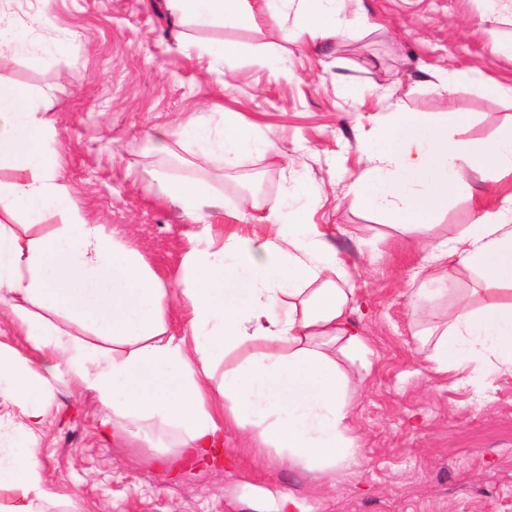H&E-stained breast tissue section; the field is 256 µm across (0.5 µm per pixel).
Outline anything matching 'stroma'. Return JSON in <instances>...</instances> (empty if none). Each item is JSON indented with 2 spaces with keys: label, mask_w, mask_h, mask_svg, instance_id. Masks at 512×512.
<instances>
[{
  "label": "stroma",
  "mask_w": 512,
  "mask_h": 512,
  "mask_svg": "<svg viewBox=\"0 0 512 512\" xmlns=\"http://www.w3.org/2000/svg\"><path fill=\"white\" fill-rule=\"evenodd\" d=\"M11 11L23 27L40 18L44 50L1 57L0 78L41 91L58 130L50 149L88 220L174 283L190 223L160 179L207 181L228 224H239L246 187L258 183L263 198L283 201L284 223L335 225L355 290L351 319L367 346L362 360L336 356L355 389L359 463L321 483L252 447L246 428L225 427L216 452L194 466L165 442L104 436L91 394L57 385L35 445L45 512H274L283 495L294 497L293 512H512V373L432 369L416 335L446 320L455 299L417 304L419 235L357 193L392 113H463L467 124L448 136L478 147L512 125V96L471 81L479 71L512 85V0H344L328 22L349 35L305 49L286 38L293 20L279 0L252 29L180 25L164 0H13ZM218 40L235 52L211 56ZM443 70L453 75L446 92ZM226 112L260 138L236 166L174 138L156 150V129L197 115L216 128ZM265 139L278 152L265 151ZM448 176L455 189L432 218L440 238L478 216L472 173Z\"/></svg>",
  "instance_id": "35a3bbf8"
}]
</instances>
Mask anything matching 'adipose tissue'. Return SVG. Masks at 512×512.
Instances as JSON below:
<instances>
[{
    "mask_svg": "<svg viewBox=\"0 0 512 512\" xmlns=\"http://www.w3.org/2000/svg\"><path fill=\"white\" fill-rule=\"evenodd\" d=\"M182 22L254 27L268 0H167ZM293 11L294 41L341 37L325 22L333 0H281ZM30 87L0 80V306L35 349L37 363L0 349V488L17 498L0 512H43L45 494L33 447L55 382L89 391L113 428L145 440L171 438L182 457H203L225 424L250 428L260 447L320 476L356 465L349 434L352 383L337 353L364 355L350 313L347 263L323 224H284L280 200L247 201L253 227L243 235L212 223L224 200L202 180L167 178L163 195L192 223L182 278L169 283L141 253L117 243L104 225L73 207L68 184L47 145L55 126L37 109ZM438 119L396 113L388 146L374 155L365 181L367 206L426 235L425 287L432 303L452 291L456 271L474 273L485 301L460 304L424 339L436 371L476 362L512 372V195L455 236L428 237L430 219L448 201L446 174L458 161L475 175L512 171V126L487 147L447 141ZM199 145L209 160L233 165L255 141L252 127L224 116L220 137L199 122L158 130L155 142ZM60 223H49L50 215ZM248 271L239 302L232 268ZM184 327L171 330L172 306ZM246 351L228 368L227 355Z\"/></svg>",
    "mask_w": 512,
    "mask_h": 512,
    "instance_id": "adipose-tissue-1",
    "label": "adipose tissue"
}]
</instances>
